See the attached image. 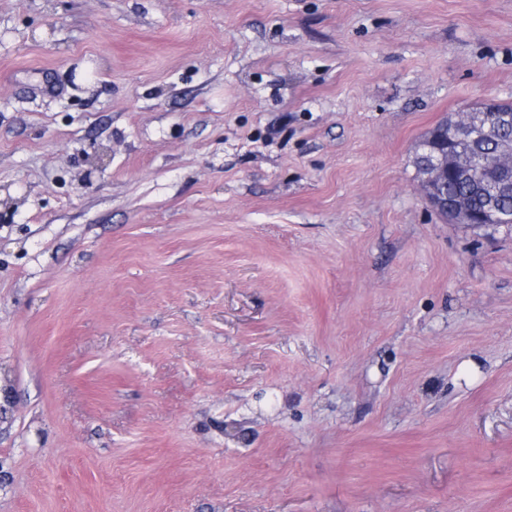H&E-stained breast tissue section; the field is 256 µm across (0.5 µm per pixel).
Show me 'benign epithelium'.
<instances>
[{
  "label": "benign epithelium",
  "instance_id": "7a95c632",
  "mask_svg": "<svg viewBox=\"0 0 512 512\" xmlns=\"http://www.w3.org/2000/svg\"><path fill=\"white\" fill-rule=\"evenodd\" d=\"M485 120L487 127L512 123L511 112H500L494 101L485 102L483 112H457L452 115L448 135L431 139L424 156L423 194L430 206L441 213H448V199L441 196L438 187L448 181L451 173L466 175L481 166H488L492 175L485 181L490 200L489 209L479 214L460 210L459 219L466 224H492L501 221L496 205L498 198L512 186V142L497 148L485 161L467 147L469 132L478 119Z\"/></svg>",
  "mask_w": 512,
  "mask_h": 512
}]
</instances>
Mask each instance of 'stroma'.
Here are the masks:
<instances>
[{
    "mask_svg": "<svg viewBox=\"0 0 512 512\" xmlns=\"http://www.w3.org/2000/svg\"><path fill=\"white\" fill-rule=\"evenodd\" d=\"M489 98L512 0H0V512H512ZM485 112H457L452 115L451 125L448 128V135L444 138H430L431 143L424 156L423 182L421 183L423 194L430 206L438 213L448 214V199L459 201L469 210L480 211L485 206V198L480 192L479 183L486 174V170L475 171L470 178H449L448 174L457 173L466 175L475 169L488 165L492 175L484 183L490 200L489 209L479 214L460 210L459 220L465 224H495L494 221H501L499 209L496 205L498 198L512 186V142L503 144L497 148L499 140L512 139V127H504L494 137L483 136L480 132L472 134L471 148L484 157L474 155L466 146L469 142V132L474 123L480 124L476 117L485 120L489 131L492 127L512 123L511 112H498L494 101H487ZM451 142V146H449ZM497 148V149H496ZM448 181V182H447ZM443 188L448 199L442 197L438 187L443 183Z\"/></svg>",
    "mask_w": 512,
    "mask_h": 512,
    "instance_id": "1",
    "label": "stroma"
}]
</instances>
